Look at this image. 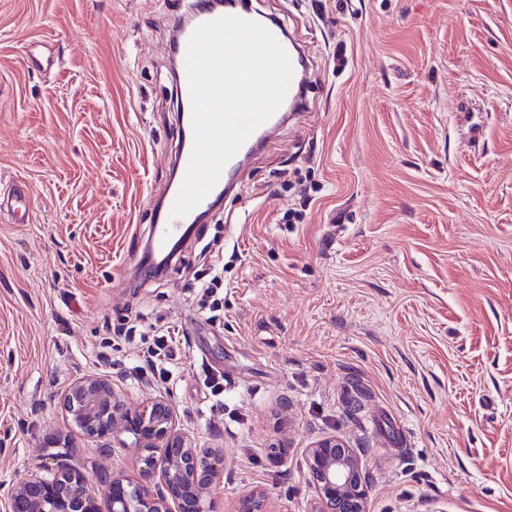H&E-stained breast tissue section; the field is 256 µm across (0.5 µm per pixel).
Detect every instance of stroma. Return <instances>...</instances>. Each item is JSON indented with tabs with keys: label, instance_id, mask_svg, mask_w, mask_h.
Instances as JSON below:
<instances>
[{
	"label": "stroma",
	"instance_id": "stroma-1",
	"mask_svg": "<svg viewBox=\"0 0 512 512\" xmlns=\"http://www.w3.org/2000/svg\"><path fill=\"white\" fill-rule=\"evenodd\" d=\"M190 6L0 0V190L31 199L0 211V495L59 457L137 477L62 408L98 373L223 449L210 512H320L330 435L365 512H512V0H251L312 59L305 111L145 282ZM218 262L215 316L190 286ZM132 316L174 334L167 380L129 376Z\"/></svg>",
	"mask_w": 512,
	"mask_h": 512
}]
</instances>
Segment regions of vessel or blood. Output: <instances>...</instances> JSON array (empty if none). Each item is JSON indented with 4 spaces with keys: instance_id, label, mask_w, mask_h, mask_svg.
Returning a JSON list of instances; mask_svg holds the SVG:
<instances>
[{
    "instance_id": "obj_1",
    "label": "vessel or blood",
    "mask_w": 512,
    "mask_h": 512,
    "mask_svg": "<svg viewBox=\"0 0 512 512\" xmlns=\"http://www.w3.org/2000/svg\"><path fill=\"white\" fill-rule=\"evenodd\" d=\"M266 28L280 44L285 45L290 60L292 76L287 94L284 98L286 107L282 110H276L267 121L259 125L250 134L237 153L225 165L213 192L208 193L203 200L196 205L194 213L176 218L173 217L172 210L182 186L180 178L187 172L193 150L192 102L187 65L183 62L179 63L176 79L177 97L182 107L180 114L181 144L176 158L179 178L172 182L161 199L156 214V222L153 226V232L147 245L149 252L159 256L166 255L170 246L184 238L186 229L188 225L192 223L195 213L209 209L217 193L232 194L236 188L237 180L251 156L262 144L267 142L269 135L273 131L288 122L289 110H295L302 106V89L309 73L308 67L302 64L304 52L298 42L290 41L286 31L279 25L270 22L267 23Z\"/></svg>"
}]
</instances>
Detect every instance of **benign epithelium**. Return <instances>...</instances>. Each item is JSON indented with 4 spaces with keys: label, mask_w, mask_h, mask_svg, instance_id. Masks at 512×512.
<instances>
[{
    "label": "benign epithelium",
    "mask_w": 512,
    "mask_h": 512,
    "mask_svg": "<svg viewBox=\"0 0 512 512\" xmlns=\"http://www.w3.org/2000/svg\"><path fill=\"white\" fill-rule=\"evenodd\" d=\"M62 405L71 424L89 437L119 429L131 434L133 440L119 444L137 449L142 476L159 478L156 490L106 474L93 479L60 463L40 467L13 485L5 512H88L97 483L108 491V512H172L174 504L178 512H209L205 497L224 470V453L196 447L176 427L170 399H154L132 412L116 400L109 379L87 375L71 383ZM307 457L321 512H364L365 491L355 476L360 461L340 437L316 441ZM237 512H266L265 494L245 496Z\"/></svg>",
    "instance_id": "1"
}]
</instances>
